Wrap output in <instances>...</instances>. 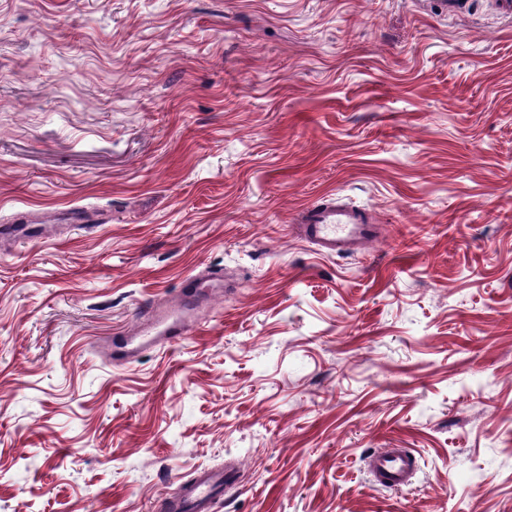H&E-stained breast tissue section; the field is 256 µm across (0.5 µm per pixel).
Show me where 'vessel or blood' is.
Here are the masks:
<instances>
[{
    "label": "vessel or blood",
    "mask_w": 512,
    "mask_h": 512,
    "mask_svg": "<svg viewBox=\"0 0 512 512\" xmlns=\"http://www.w3.org/2000/svg\"><path fill=\"white\" fill-rule=\"evenodd\" d=\"M299 237L326 255H343L364 249L375 240L378 225L372 224L366 213L353 206L331 201H315L299 212ZM184 307L162 312L148 305L141 309L140 318L146 325L158 329L160 335L175 342L188 330ZM374 483L387 489L411 485L419 470V459L413 451L387 448L372 454L367 463ZM234 470L200 471L176 503L178 512H210L217 498L236 485Z\"/></svg>",
    "instance_id": "obj_1"
}]
</instances>
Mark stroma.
<instances>
[{"mask_svg":"<svg viewBox=\"0 0 512 512\" xmlns=\"http://www.w3.org/2000/svg\"><path fill=\"white\" fill-rule=\"evenodd\" d=\"M466 2L0 0V512H166L227 463L212 512H512V15ZM333 196L381 237L299 240ZM186 310L184 305H179L176 309L165 313L152 305H147L140 310L139 314L146 325L155 329L160 328L159 335L168 336L170 342H175L180 340L188 330L190 323L184 315ZM367 468L374 483L387 489H401L412 484L419 459L413 450L386 448L369 457Z\"/></svg>","mask_w":512,"mask_h":512,"instance_id":"1","label":"stroma"}]
</instances>
